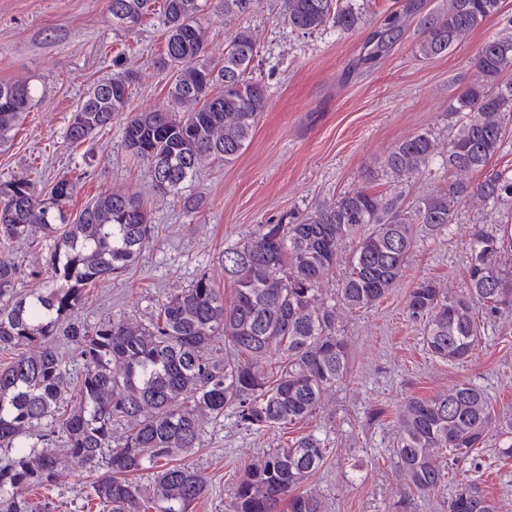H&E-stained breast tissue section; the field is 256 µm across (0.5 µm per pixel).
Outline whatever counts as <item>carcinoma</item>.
Segmentation results:
<instances>
[{"mask_svg":"<svg viewBox=\"0 0 512 512\" xmlns=\"http://www.w3.org/2000/svg\"><path fill=\"white\" fill-rule=\"evenodd\" d=\"M279 18L292 30L341 33L360 21L351 0H278ZM422 14L417 52L448 53L488 17L500 0H441ZM208 0H110L112 26L132 29L150 20L162 31L158 61L168 77L166 106L133 112L137 81L122 54L112 75L90 87L71 113L66 140L81 145L122 119V141L148 163L155 187L187 213L201 199L183 185L207 163L231 164L246 149L264 110L267 86L254 76L259 45L250 28H238L217 63L205 58L201 27ZM224 17L255 13L261 0H218ZM401 16L383 20L373 52L388 46ZM474 77L452 103L457 119L440 151L423 132L398 142L383 168L408 182L442 155L445 186L405 203L357 187L278 224H260L224 249L230 304L210 276L165 293L151 318H117L93 325L72 320L87 288L134 266L153 226L144 199L106 189L69 211L78 179H56L49 192L19 176L0 181V244L28 240L48 248L44 267L24 272L0 256V351H17L0 365V500L8 512H30L13 498L19 485L48 486L63 458L97 473L89 498L104 512H191L207 492L200 472L174 457L200 444L202 420L217 423L235 413L253 431L305 422L350 373V351L336 333L337 310L358 313L396 287L416 232L438 235L460 205L478 197L488 205L512 197V177L488 170L512 133V37L487 40L476 50ZM33 88L0 82V148L12 140L29 111ZM483 178L473 182L469 175ZM348 269L336 292L321 284L334 272L347 244ZM512 248V224L474 225L463 288L451 291L425 278L408 292L407 313L423 322V345L447 364L466 360L481 341L480 312L512 304V269L501 255ZM33 287L20 289L21 281ZM75 347L82 371L69 368L56 347ZM224 342V357L214 356ZM395 464L419 494L448 487V471L466 468L492 425L488 397L463 382L446 394L411 397L398 411ZM122 427L116 440L113 430ZM332 453L315 431L291 445L270 448L251 464L234 489L230 512H325L302 484ZM156 469L151 488L131 476ZM448 512H495L478 480L454 484Z\"/></svg>","mask_w":512,"mask_h":512,"instance_id":"1","label":"carcinoma"}]
</instances>
